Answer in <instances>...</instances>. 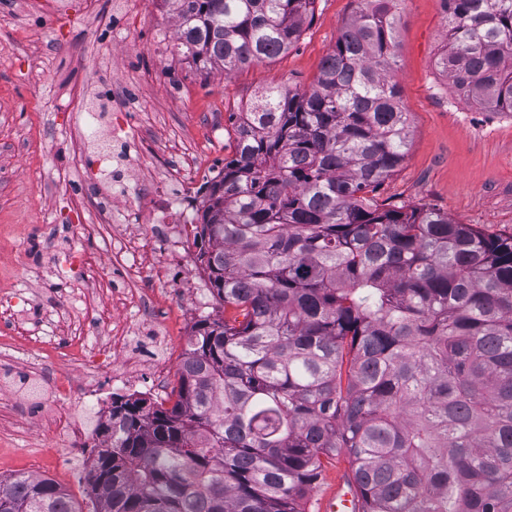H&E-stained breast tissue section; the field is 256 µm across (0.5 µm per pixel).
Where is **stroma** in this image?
<instances>
[{
	"label": "stroma",
	"instance_id": "1",
	"mask_svg": "<svg viewBox=\"0 0 512 512\" xmlns=\"http://www.w3.org/2000/svg\"><path fill=\"white\" fill-rule=\"evenodd\" d=\"M125 15L121 0H0V478L54 480L80 512H90L86 475L90 449L70 448L71 425L94 429L104 415L78 401L56 414L40 411L55 376L85 381L69 344L92 346L122 330L133 353L154 354L136 328L137 309L109 289L114 234H137L87 216V231L67 207L81 190L98 206L112 204V177L76 160L91 145L85 110L117 96L138 103L136 120L147 157H133L140 189L158 169L190 170L196 195L231 157V113L255 93L286 85L306 89L333 51L356 0H316L315 18L288 53L232 75L197 69L175 47L176 19L137 0ZM398 51L391 70L401 88L411 131L409 153L380 190L381 199L447 214L488 234H512V115L478 108L438 72L446 44L440 0H399ZM89 262L67 282L47 273L43 243ZM199 247L183 240L146 245L132 280L171 269L181 282L158 284L161 316L178 364L195 322L223 317L210 289L195 287Z\"/></svg>",
	"mask_w": 512,
	"mask_h": 512
}]
</instances>
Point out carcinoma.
I'll use <instances>...</instances> for the list:
<instances>
[{"label": "carcinoma", "mask_w": 512, "mask_h": 512, "mask_svg": "<svg viewBox=\"0 0 512 512\" xmlns=\"http://www.w3.org/2000/svg\"><path fill=\"white\" fill-rule=\"evenodd\" d=\"M178 47L228 75L291 49L316 0H165ZM437 67L512 114V0H441ZM305 90L261 91L201 202L224 317L197 322L171 406L112 397L92 512H310L348 460L363 512H512V235L384 205L411 146L394 0H358ZM0 512H78L51 479Z\"/></svg>", "instance_id": "1"}]
</instances>
